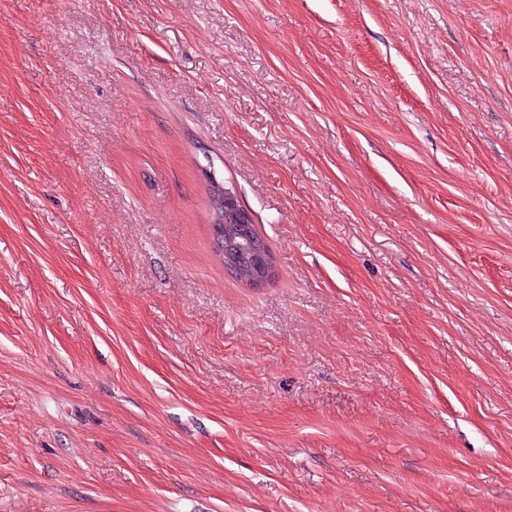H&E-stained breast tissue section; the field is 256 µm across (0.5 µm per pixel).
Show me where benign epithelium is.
<instances>
[{
	"label": "benign epithelium",
	"mask_w": 512,
	"mask_h": 512,
	"mask_svg": "<svg viewBox=\"0 0 512 512\" xmlns=\"http://www.w3.org/2000/svg\"><path fill=\"white\" fill-rule=\"evenodd\" d=\"M217 221L224 224V268L232 274H243L251 286L264 287L274 272V259L262 241L251 233L253 218L241 207L229 190H224L222 213Z\"/></svg>",
	"instance_id": "obj_1"
}]
</instances>
